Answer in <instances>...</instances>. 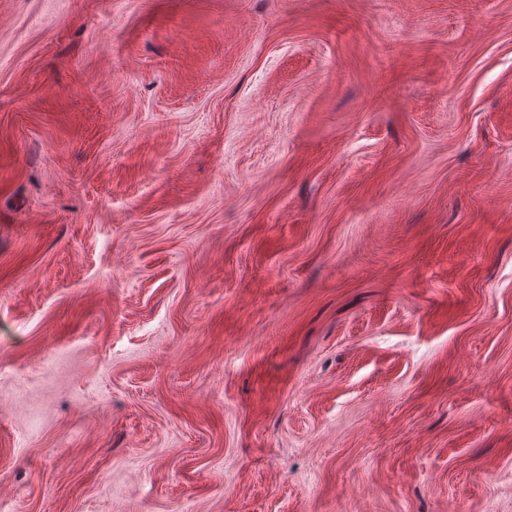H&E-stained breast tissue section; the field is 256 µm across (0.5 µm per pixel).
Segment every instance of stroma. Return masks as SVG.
<instances>
[{"label": "stroma", "mask_w": 512, "mask_h": 512, "mask_svg": "<svg viewBox=\"0 0 512 512\" xmlns=\"http://www.w3.org/2000/svg\"><path fill=\"white\" fill-rule=\"evenodd\" d=\"M0 512H512V0H0Z\"/></svg>", "instance_id": "35a3bbf8"}]
</instances>
